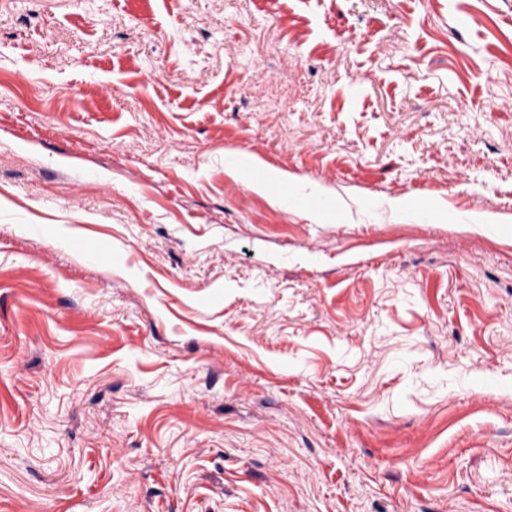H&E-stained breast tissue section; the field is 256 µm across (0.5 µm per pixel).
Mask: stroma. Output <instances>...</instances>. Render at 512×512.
Here are the masks:
<instances>
[{
	"label": "stroma",
	"instance_id": "obj_1",
	"mask_svg": "<svg viewBox=\"0 0 512 512\" xmlns=\"http://www.w3.org/2000/svg\"><path fill=\"white\" fill-rule=\"evenodd\" d=\"M474 211L512 0H0V512H512Z\"/></svg>",
	"mask_w": 512,
	"mask_h": 512
}]
</instances>
